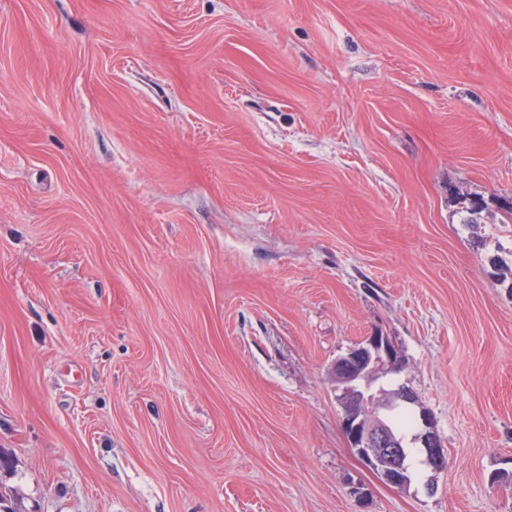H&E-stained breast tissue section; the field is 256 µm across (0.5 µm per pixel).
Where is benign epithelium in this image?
<instances>
[{
	"label": "benign epithelium",
	"instance_id": "1",
	"mask_svg": "<svg viewBox=\"0 0 512 512\" xmlns=\"http://www.w3.org/2000/svg\"><path fill=\"white\" fill-rule=\"evenodd\" d=\"M398 364L399 356L392 342L376 333L338 356L329 374L335 384L336 399L344 411L342 424L350 447L387 483L405 486L409 482L405 441L389 423L388 415L400 403H414L416 397L402 387L394 393V400H377L368 393L365 384L371 375L390 371ZM416 440L425 463L435 471L443 469L444 445L426 412L419 414Z\"/></svg>",
	"mask_w": 512,
	"mask_h": 512
}]
</instances>
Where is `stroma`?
I'll return each instance as SVG.
<instances>
[{"label":"stroma","mask_w":512,"mask_h":512,"mask_svg":"<svg viewBox=\"0 0 512 512\" xmlns=\"http://www.w3.org/2000/svg\"><path fill=\"white\" fill-rule=\"evenodd\" d=\"M511 205L512 0H0V484L512 512ZM378 332L448 452L407 487L329 376Z\"/></svg>","instance_id":"obj_1"}]
</instances>
